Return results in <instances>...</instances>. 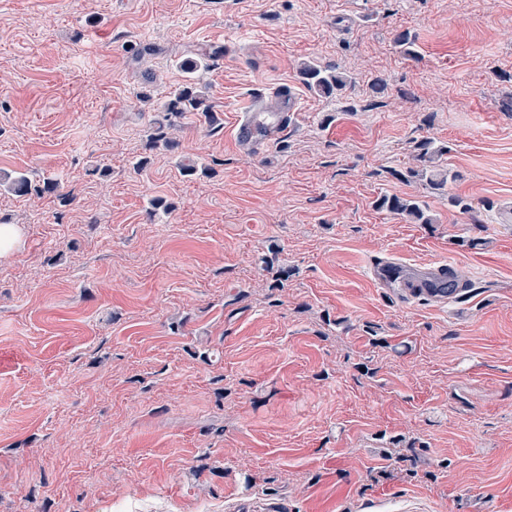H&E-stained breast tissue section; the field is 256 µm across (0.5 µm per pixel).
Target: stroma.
Here are the masks:
<instances>
[{
    "mask_svg": "<svg viewBox=\"0 0 512 512\" xmlns=\"http://www.w3.org/2000/svg\"><path fill=\"white\" fill-rule=\"evenodd\" d=\"M211 52L213 120L166 126ZM279 81L298 110L248 154ZM509 98L512 0H0V171L70 197L0 190V512H512ZM424 139L440 194L404 178ZM378 260L472 288L422 301ZM300 76L312 91L325 97H331L342 91L350 82L347 75L323 69L314 63H303ZM296 111L294 93L287 83H280L268 94L248 102L245 113L234 125V139L239 145L261 153L281 138ZM377 207L407 218L415 224H427L431 221V217L425 214L423 207L417 201L398 196H382L377 200Z\"/></svg>",
    "mask_w": 512,
    "mask_h": 512,
    "instance_id": "stroma-1",
    "label": "stroma"
}]
</instances>
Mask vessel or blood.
<instances>
[{"mask_svg": "<svg viewBox=\"0 0 512 512\" xmlns=\"http://www.w3.org/2000/svg\"><path fill=\"white\" fill-rule=\"evenodd\" d=\"M296 110L297 102L291 88L285 83L278 84L268 94L249 101L234 125V139L253 152H262L281 138ZM446 272L443 265L430 270L426 281H415L413 293L433 301L443 299L438 281Z\"/></svg>", "mask_w": 512, "mask_h": 512, "instance_id": "obj_1", "label": "vessel or blood"}]
</instances>
